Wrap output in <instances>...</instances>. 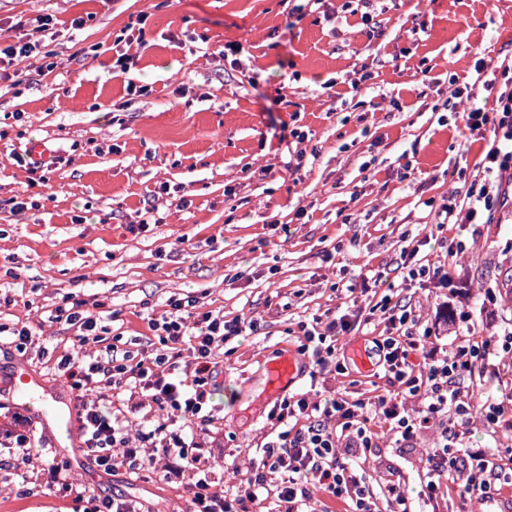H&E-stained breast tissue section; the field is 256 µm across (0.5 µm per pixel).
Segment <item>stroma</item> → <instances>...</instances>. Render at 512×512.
<instances>
[{"label": "stroma", "mask_w": 512, "mask_h": 512, "mask_svg": "<svg viewBox=\"0 0 512 512\" xmlns=\"http://www.w3.org/2000/svg\"><path fill=\"white\" fill-rule=\"evenodd\" d=\"M347 3L0 0V43L11 44L18 17L57 20L55 71L42 73L33 56L27 85L0 80V326L35 332L26 352L0 351V389L17 359L64 386L39 350L75 345L68 325L48 320L69 297L102 304L108 342L149 353L161 344L148 319L171 296L197 298L228 320L254 316L256 334L218 351L210 387L207 456L228 489L275 435L269 366L297 352L299 322L351 304L368 313L381 299L369 273L394 281L393 301L430 323L466 310L477 334L512 328V205L493 223L449 228L464 254L423 241L449 191L476 175L486 146L442 104L457 87L487 98L476 61L512 68V0H379L374 37L358 17L337 21ZM145 9L148 43L129 74H114L112 42ZM78 15L89 21L75 32ZM419 25L423 33L413 34ZM234 41L240 52L225 56ZM131 82L148 95L128 94ZM35 140L63 162L40 209L21 213L13 201L28 174L15 158ZM163 182L171 191L161 195ZM150 204L154 224L130 233ZM414 238L431 264L450 268L453 289L405 283L400 254ZM486 288L497 296L490 311ZM344 388L367 398L384 393L386 380L377 366L344 375L330 367L301 373L286 393ZM436 438L380 440L366 462L373 484L400 483L415 512H512V500L488 504L455 485L428 499ZM80 476L156 512L189 505L188 491L122 469L89 462ZM39 479L37 456L0 447V505L63 512L50 491L25 495Z\"/></svg>", "instance_id": "obj_1"}]
</instances>
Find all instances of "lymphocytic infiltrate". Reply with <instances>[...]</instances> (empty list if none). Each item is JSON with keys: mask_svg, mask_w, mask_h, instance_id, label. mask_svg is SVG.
<instances>
[{"mask_svg": "<svg viewBox=\"0 0 512 512\" xmlns=\"http://www.w3.org/2000/svg\"><path fill=\"white\" fill-rule=\"evenodd\" d=\"M148 12H140L135 22L116 35L112 49L114 72L128 73L136 62L127 48L145 46ZM51 14L19 19L20 36L13 45L0 49V79L8 76L15 61L30 57L40 48L30 40L29 30L45 32L55 27ZM443 107L462 115L465 128L490 132V147L483 160V176L471 183L465 207L455 203L440 205L438 228L450 224H482L485 217L505 207L512 192L503 186V175L512 170V77L508 78L493 102L463 96L451 91ZM387 324L383 336L376 338L378 365L388 380L386 393L372 398L352 397L349 391H336L324 397L308 394L284 397L269 412L279 431L267 441L260 458L247 476L239 479L234 494H225L209 474L204 439L199 432L210 420L205 412L208 386L216 368L219 347L232 338L257 332L256 320L225 319L223 312L197 309L193 297H170L168 308L148 325L157 332L163 353L149 357L124 355L87 359L83 346L102 343L106 328L86 307L73 300L58 306L54 321L74 330L79 349L62 355L58 371L76 392V410L83 436V450L97 467L106 472L128 469L137 477H158L170 485L187 486L189 512H249L259 500L270 475L280 474L274 494L275 512H311L321 497L342 502L345 512H380L379 501L393 505L395 512H413L401 485L387 483L374 489L359 463L345 461L343 449L366 454L377 444L378 430H386L401 442L417 435L437 431L438 437L429 459L426 490L436 498L447 493L444 474L462 471L465 487L481 496L490 490L512 486V468L493 462L478 449L459 455L462 435L450 428L449 420L464 425L480 417L489 428L512 432V392L499 399L476 401L461 383L465 375L479 373L489 380L502 381L499 369L490 359L512 350V329L491 336H479L469 312L451 318L455 334L448 350H439L431 326L407 307L392 304L383 296L377 304ZM361 325L357 314L313 318L300 323L301 354L307 355L313 372L335 367L344 371L346 363L336 355L340 337ZM145 394L162 411V421L149 433L129 434L131 422L118 401L125 394ZM420 400L418 409H409L407 399ZM42 486L62 498L89 500L92 512H153L144 502L118 494L91 490L75 479L70 465L55 456L42 462Z\"/></svg>", "mask_w": 512, "mask_h": 512, "instance_id": "f902f5d3", "label": "lymphocytic infiltrate"}]
</instances>
